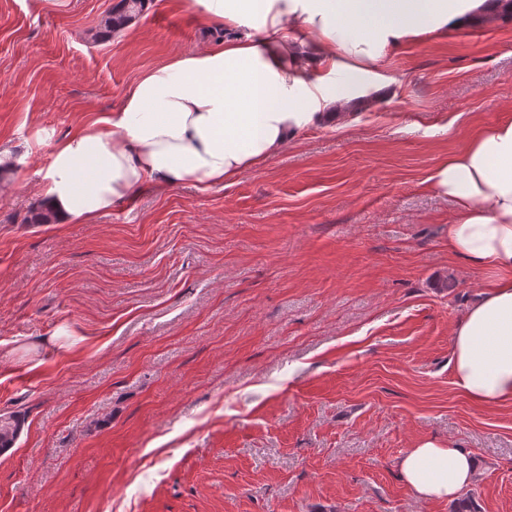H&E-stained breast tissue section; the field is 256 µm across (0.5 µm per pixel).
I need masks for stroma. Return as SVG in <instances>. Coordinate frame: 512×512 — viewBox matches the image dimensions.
Instances as JSON below:
<instances>
[{
	"label": "stroma",
	"mask_w": 512,
	"mask_h": 512,
	"mask_svg": "<svg viewBox=\"0 0 512 512\" xmlns=\"http://www.w3.org/2000/svg\"><path fill=\"white\" fill-rule=\"evenodd\" d=\"M0 0V512H452L401 454L480 462L477 512H512V404L453 384L481 276L427 188L474 129L512 117V20L395 51L363 120L312 127L221 189L141 191L94 224H36L55 142L118 111L142 71L220 25L149 0ZM148 0H119L106 13L100 36L109 38L119 33L146 8Z\"/></svg>",
	"instance_id": "obj_1"
}]
</instances>
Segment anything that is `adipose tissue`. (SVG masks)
Returning a JSON list of instances; mask_svg holds the SVG:
<instances>
[{
  "label": "adipose tissue",
  "instance_id": "adipose-tissue-1",
  "mask_svg": "<svg viewBox=\"0 0 512 512\" xmlns=\"http://www.w3.org/2000/svg\"><path fill=\"white\" fill-rule=\"evenodd\" d=\"M224 37L143 71L119 111L57 141L37 194L56 224H92L138 191L208 190L260 169L313 126L338 128L399 47L493 24L512 0H192ZM307 29L297 41L293 27ZM428 187L448 199V249L482 274L453 332L454 384L478 405L512 403V118L473 131ZM425 500L452 501L477 479L464 448L423 439L398 460Z\"/></svg>",
  "mask_w": 512,
  "mask_h": 512
}]
</instances>
